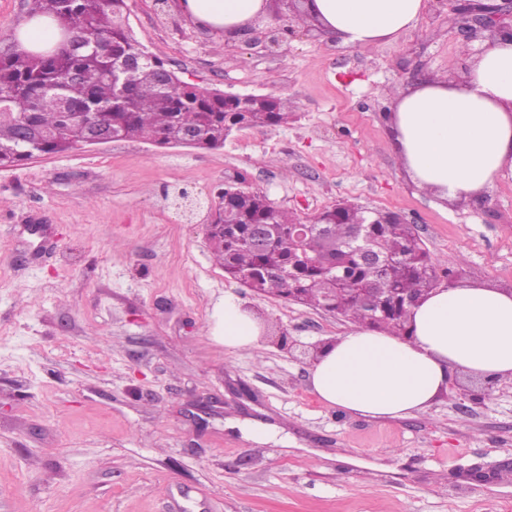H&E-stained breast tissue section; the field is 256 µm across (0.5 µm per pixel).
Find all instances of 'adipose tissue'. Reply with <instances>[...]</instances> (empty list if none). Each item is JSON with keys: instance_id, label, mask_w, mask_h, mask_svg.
Segmentation results:
<instances>
[{"instance_id": "1", "label": "adipose tissue", "mask_w": 512, "mask_h": 512, "mask_svg": "<svg viewBox=\"0 0 512 512\" xmlns=\"http://www.w3.org/2000/svg\"><path fill=\"white\" fill-rule=\"evenodd\" d=\"M186 13L235 38L266 0H183ZM427 0H310L309 10L343 44L372 47L412 29ZM392 126L413 183L447 203L481 198L512 176V36L487 43L460 83L432 76L395 96ZM260 317L224 294L221 338L255 349ZM512 382V289L483 282L440 285L412 308L406 335L352 325L310 369L329 408L371 419H403L448 392L454 375Z\"/></svg>"}]
</instances>
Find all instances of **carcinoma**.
Returning <instances> with one entry per match:
<instances>
[{
	"mask_svg": "<svg viewBox=\"0 0 512 512\" xmlns=\"http://www.w3.org/2000/svg\"><path fill=\"white\" fill-rule=\"evenodd\" d=\"M124 8L125 0H30L28 12L63 24L71 41L53 55L21 48L16 36L0 46V102L25 128L21 140H0V168L68 152L99 134L159 147L190 134L192 146L216 149L242 124L279 125L288 118L281 99L235 112L220 91L180 79L156 57L140 58ZM214 201L211 253L225 274L254 292L286 299L297 288L300 304L317 309L331 300L336 314L352 323L401 333L410 297L439 285L437 265L411 224H367L357 243L353 224H318L298 242L290 232L298 219L265 195L224 187ZM226 210L235 214V223H224ZM255 224L265 225V241L254 238ZM359 245L393 257L385 278L362 263ZM303 253L308 260L301 259ZM338 274L350 288H382L377 320L337 285Z\"/></svg>",
	"mask_w": 512,
	"mask_h": 512,
	"instance_id": "carcinoma-1",
	"label": "carcinoma"
}]
</instances>
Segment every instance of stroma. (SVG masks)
I'll return each mask as SVG.
<instances>
[{
  "label": "stroma",
  "mask_w": 512,
  "mask_h": 512,
  "mask_svg": "<svg viewBox=\"0 0 512 512\" xmlns=\"http://www.w3.org/2000/svg\"><path fill=\"white\" fill-rule=\"evenodd\" d=\"M126 3L139 44L178 76L291 116L219 149L122 140L0 169V512H512V382L456 375L406 419L323 406L309 347L349 321L226 277L206 211L171 204L242 178L300 219L339 202L390 211L452 284L512 288V177L441 202L403 170L389 118L392 88L464 77L486 33L463 36L450 0H427L390 43L308 26L273 49L195 23L182 0ZM228 290L296 348L226 350ZM202 397L217 404L200 431ZM232 419L290 444L246 441Z\"/></svg>",
  "instance_id": "stroma-1"
}]
</instances>
